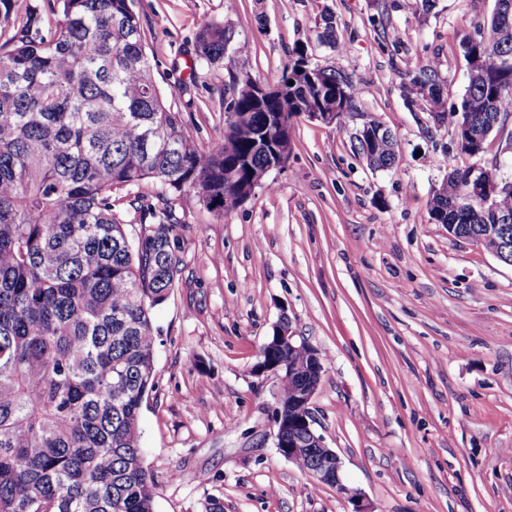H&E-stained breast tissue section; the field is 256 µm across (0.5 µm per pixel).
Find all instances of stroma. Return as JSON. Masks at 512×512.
<instances>
[{"label": "stroma", "instance_id": "stroma-1", "mask_svg": "<svg viewBox=\"0 0 512 512\" xmlns=\"http://www.w3.org/2000/svg\"><path fill=\"white\" fill-rule=\"evenodd\" d=\"M494 5L135 0L155 80L202 148L224 134L235 74L275 81L297 48L359 90L339 122L293 118L287 164L236 209L174 201L180 272L152 313L156 386L141 415L155 512H204L212 497L224 512H352L275 447L281 383L253 367L284 320L321 354L313 429L373 512H512V264L431 220L459 158L451 128L405 96L431 60L460 102L461 39ZM205 16L231 33L219 65L196 57ZM371 120L397 138L392 168L359 150Z\"/></svg>", "mask_w": 512, "mask_h": 512}]
</instances>
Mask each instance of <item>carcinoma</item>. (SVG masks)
Masks as SVG:
<instances>
[{
	"instance_id": "1",
	"label": "carcinoma",
	"mask_w": 512,
	"mask_h": 512,
	"mask_svg": "<svg viewBox=\"0 0 512 512\" xmlns=\"http://www.w3.org/2000/svg\"><path fill=\"white\" fill-rule=\"evenodd\" d=\"M501 2L461 41L473 77L460 103L447 105L430 63L409 98L450 116L463 159L434 191L431 220L512 262V226L488 232L512 216V189L492 169L480 187L470 178L487 132L512 114V14ZM229 39L223 23L201 19L197 57L223 61ZM312 69L296 49L261 98L243 91L254 77L242 73L230 88L231 131L203 149L156 84L134 0L26 8L0 45V512H154L140 418L155 387L152 310L179 272L171 196L192 191L230 211L275 161L293 118L353 111V83L323 68L313 83ZM358 142L370 167L395 165L397 139L381 122H367ZM131 224L144 226L135 239ZM261 354L301 368L281 385L282 414L299 420L296 399L319 382L321 359L303 346ZM302 447L295 463L312 477L318 450L305 430Z\"/></svg>"
}]
</instances>
